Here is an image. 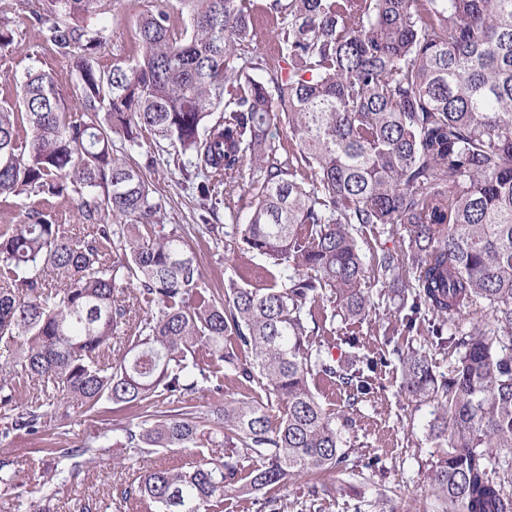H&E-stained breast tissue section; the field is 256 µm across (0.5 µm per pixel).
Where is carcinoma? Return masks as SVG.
<instances>
[{"instance_id":"cac0c4a2","label":"carcinoma","mask_w":512,"mask_h":512,"mask_svg":"<svg viewBox=\"0 0 512 512\" xmlns=\"http://www.w3.org/2000/svg\"><path fill=\"white\" fill-rule=\"evenodd\" d=\"M179 2L182 30L151 11L140 54L102 67L106 28L81 24L100 0H51L37 20L72 60L82 116L49 71L0 103V197L86 189L92 229L33 208L0 232V435H63L73 416L110 410L132 416L113 438L131 463L193 449L195 464L143 467L120 491L137 512H222L228 494L339 467L336 415L312 376L356 400L387 359L346 363L313 345L316 310L326 299L332 321L369 316L358 236L389 225L404 247L374 257L373 280L399 285L397 312L431 315V344L457 351L439 377L419 351L392 349L401 390L437 404L433 494L442 512H512V0H270L283 66L266 81L240 63L250 0ZM221 107L223 123L210 124ZM145 131L181 173L203 177L209 210L211 180L231 185L253 167L246 216L231 213L222 234L198 228L262 258L268 284L211 287L188 240L158 222L160 198L115 156L142 149ZM484 309L492 320L459 327ZM228 376L241 389L262 381L283 405L278 425L246 397L197 410ZM107 448L48 449L53 477L79 478Z\"/></svg>"}]
</instances>
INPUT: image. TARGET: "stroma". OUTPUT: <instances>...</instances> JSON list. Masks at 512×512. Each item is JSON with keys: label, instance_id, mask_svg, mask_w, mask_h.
<instances>
[{"label": "stroma", "instance_id": "stroma-1", "mask_svg": "<svg viewBox=\"0 0 512 512\" xmlns=\"http://www.w3.org/2000/svg\"><path fill=\"white\" fill-rule=\"evenodd\" d=\"M45 7V0H0V27L13 30L15 37L12 47L0 50V101L14 97L17 83L27 72L43 70L53 73L61 97L75 111L79 104L73 65L44 42L34 20L35 13ZM267 7L268 0H251L253 37L247 49L249 57L260 61L259 76L263 79L281 63L274 38L276 21ZM158 9L169 14L174 29H182L178 0H103L98 14L88 21L89 27L107 30V42L98 55L99 65L110 66L116 58H135L139 52L137 24L144 13ZM125 160L139 165L157 196L162 197L160 222L185 231L212 287H223L231 276L244 277L254 287L264 283V263L260 258H247L237 247L215 243L211 236L197 232L202 215L199 197L168 151L152 147L126 155ZM85 196V191L71 190L61 196L0 198V230L24 223L25 211L30 207L50 212L57 223L78 224V206ZM388 291L383 284L374 287L376 313L367 320L327 323L326 333L320 338L324 349L344 353L355 342L359 354H382L386 350L383 330L389 326L395 328L398 344L425 352L435 373L447 374L455 359L453 348L430 344L426 320H419L411 330L401 327L388 306ZM373 379L371 394L354 404L349 401L348 390L315 382L314 390L323 407L346 414L353 421L352 426L342 430L347 466L325 472L320 479L323 489L316 494L311 493L308 478L291 480L286 488L276 491L275 512H440L428 480L438 454L429 434L434 404L416 401L401 390L398 360L379 366ZM114 426L115 420L109 414L97 418L80 416L66 436L49 431L37 438L0 437V457L13 460L16 488L45 485L53 495L54 512H68L74 499L87 495L97 501L98 512H116L115 500L121 488L136 476L135 471L121 464L120 449L110 448L106 456L91 462L84 481L66 485L51 482L53 462L46 454L50 448L111 434ZM371 458L378 459V468H367L366 462Z\"/></svg>", "mask_w": 512, "mask_h": 512}]
</instances>
